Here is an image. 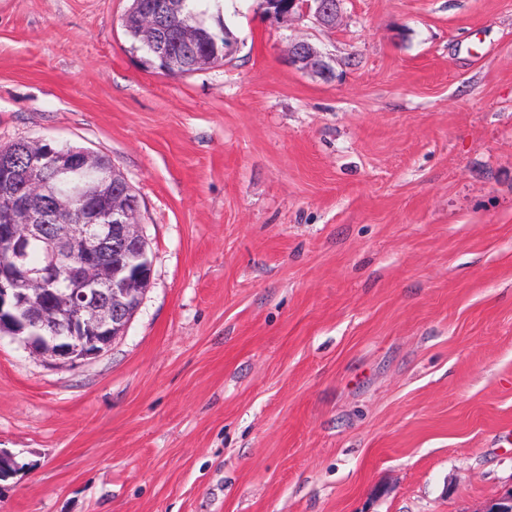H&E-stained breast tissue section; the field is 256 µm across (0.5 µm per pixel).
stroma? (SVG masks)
Masks as SVG:
<instances>
[{
    "instance_id": "1",
    "label": "stroma",
    "mask_w": 512,
    "mask_h": 512,
    "mask_svg": "<svg viewBox=\"0 0 512 512\" xmlns=\"http://www.w3.org/2000/svg\"><path fill=\"white\" fill-rule=\"evenodd\" d=\"M129 5L0 0V145L109 158L152 259L101 356L0 338V512H483L512 490V0H222L235 55L177 77ZM343 0H263L265 13L275 20L313 18L321 25H334ZM288 63L298 69H310L324 79L334 76V69L330 62L326 61L321 53L307 41H297L291 44L288 51Z\"/></svg>"
}]
</instances>
